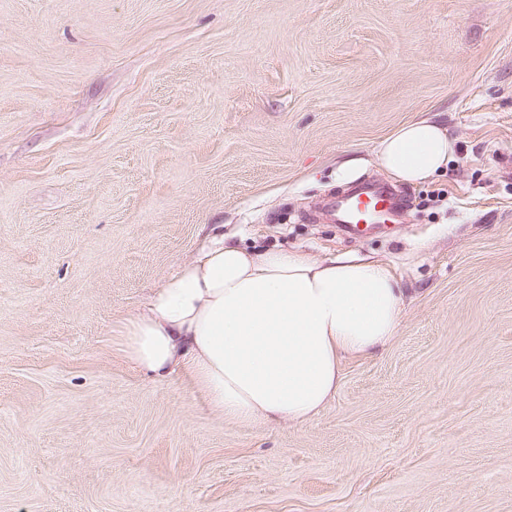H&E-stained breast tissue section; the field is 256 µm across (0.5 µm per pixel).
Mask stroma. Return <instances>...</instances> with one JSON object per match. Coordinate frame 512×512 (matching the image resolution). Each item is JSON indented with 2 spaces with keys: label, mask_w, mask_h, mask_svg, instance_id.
<instances>
[{
  "label": "stroma",
  "mask_w": 512,
  "mask_h": 512,
  "mask_svg": "<svg viewBox=\"0 0 512 512\" xmlns=\"http://www.w3.org/2000/svg\"><path fill=\"white\" fill-rule=\"evenodd\" d=\"M425 117L399 222L306 219ZM218 224L404 290L305 424L117 351ZM0 512H512V0H0ZM454 141L448 128L427 118L399 127L378 147V160L389 175L399 182L423 184L448 170Z\"/></svg>",
  "instance_id": "stroma-1"
}]
</instances>
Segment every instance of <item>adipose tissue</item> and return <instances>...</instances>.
Instances as JSON below:
<instances>
[{
  "label": "adipose tissue",
  "instance_id": "obj_1",
  "mask_svg": "<svg viewBox=\"0 0 512 512\" xmlns=\"http://www.w3.org/2000/svg\"><path fill=\"white\" fill-rule=\"evenodd\" d=\"M453 151L447 127L421 118L386 137L378 160L394 180L423 184ZM402 306L382 264L258 251L218 228L121 323L119 349L156 377L189 372L225 419L304 424L335 396L345 358L395 335Z\"/></svg>",
  "mask_w": 512,
  "mask_h": 512
}]
</instances>
